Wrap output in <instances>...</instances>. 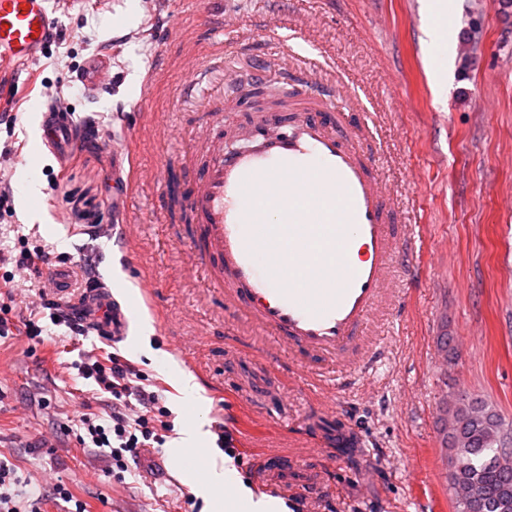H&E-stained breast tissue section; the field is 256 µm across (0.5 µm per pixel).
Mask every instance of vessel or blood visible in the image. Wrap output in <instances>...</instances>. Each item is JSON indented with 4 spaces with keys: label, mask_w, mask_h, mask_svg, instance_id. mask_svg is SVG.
Wrapping results in <instances>:
<instances>
[{
    "label": "vessel or blood",
    "mask_w": 512,
    "mask_h": 512,
    "mask_svg": "<svg viewBox=\"0 0 512 512\" xmlns=\"http://www.w3.org/2000/svg\"><path fill=\"white\" fill-rule=\"evenodd\" d=\"M49 2L0 0L1 61L23 69L40 59L57 35ZM111 72L110 57L94 55L80 78L94 89ZM57 113L42 106L40 143L62 161L79 139ZM281 124L268 115L263 134L228 151L224 117L211 114L199 134L206 159L186 168L179 192L195 226L190 247L226 306L299 354L351 369L377 351L368 326L392 308L393 263L408 243L361 133L344 131L319 97L292 129ZM352 238L365 253L354 264L345 259ZM87 309L106 316L113 338L125 336L128 319L108 290Z\"/></svg>",
    "instance_id": "b4317fda"
}]
</instances>
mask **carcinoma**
Here are the masks:
<instances>
[{
  "label": "carcinoma",
  "mask_w": 512,
  "mask_h": 512,
  "mask_svg": "<svg viewBox=\"0 0 512 512\" xmlns=\"http://www.w3.org/2000/svg\"><path fill=\"white\" fill-rule=\"evenodd\" d=\"M440 444L449 454L455 486L448 487L456 512H469L457 489L475 487L481 512H512V459L497 462L499 444L512 438V428L481 396L459 391L440 418Z\"/></svg>",
  "instance_id": "cac0c4a2"
}]
</instances>
